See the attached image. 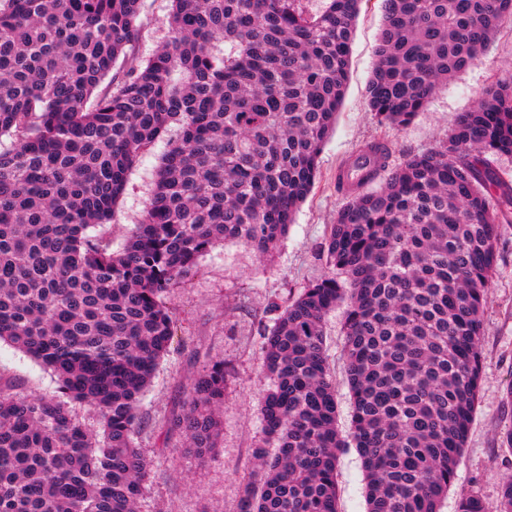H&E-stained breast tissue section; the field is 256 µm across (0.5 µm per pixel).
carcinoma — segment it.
Wrapping results in <instances>:
<instances>
[{"label":"carcinoma","mask_w":512,"mask_h":512,"mask_svg":"<svg viewBox=\"0 0 512 512\" xmlns=\"http://www.w3.org/2000/svg\"><path fill=\"white\" fill-rule=\"evenodd\" d=\"M172 2L169 40L142 62V0H0V341L58 381L52 396L0 390V512H136L148 477L138 408L175 330L164 295L218 243L271 256L342 106L361 0L315 13L304 0ZM508 18L512 0H385L367 87L377 122L409 125ZM172 123L141 222L114 251L92 230ZM503 154L512 78L486 87L435 148L391 168L376 143L336 171L348 201L325 248L345 282L309 285L265 335L260 478L237 512H340L345 441L323 320L346 290L367 512H439L475 413L485 295L512 224V185L492 167ZM226 375L222 361L205 366L170 421L201 459L216 447ZM457 512L486 509L467 493Z\"/></svg>","instance_id":"carcinoma-1"}]
</instances>
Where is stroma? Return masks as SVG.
Returning a JSON list of instances; mask_svg holds the SVG:
<instances>
[{
	"instance_id": "1",
	"label": "stroma",
	"mask_w": 512,
	"mask_h": 512,
	"mask_svg": "<svg viewBox=\"0 0 512 512\" xmlns=\"http://www.w3.org/2000/svg\"><path fill=\"white\" fill-rule=\"evenodd\" d=\"M170 0H143L139 22V59H148L170 37ZM382 0H362L351 41L343 105L320 158L319 174L274 255L260 258L234 242L216 244L199 270L164 300L176 314L175 336L160 361L139 407L135 443L150 462L149 478L138 512H236L246 480L257 467L255 448L263 438L260 401L271 385L261 367L264 336L277 316L309 283L334 275L324 244L347 198L335 186L337 169L364 145L380 142L391 165L406 155L436 147L457 116L469 111L491 83L512 78V20L503 22L481 61L440 85L428 105L401 130L378 125L369 112L366 87L375 63L382 24ZM167 150L166 139L143 154L128 175L124 194L103 232L113 249L126 243L144 214L155 174ZM344 309L325 318L326 349L336 376L337 425L348 433L352 412L343 372ZM483 380L479 402L459 458L455 481L440 512H456L463 494L476 493L487 512H497L500 491L512 479V453L500 436L512 426V224L505 225L498 261L484 310ZM228 369L221 408L222 432L211 454L197 458L169 420L186 397L195 375L212 361ZM50 372L13 345L0 342V390L21 396L52 395ZM340 512H366L365 473L356 448L342 449L338 461Z\"/></svg>"
}]
</instances>
